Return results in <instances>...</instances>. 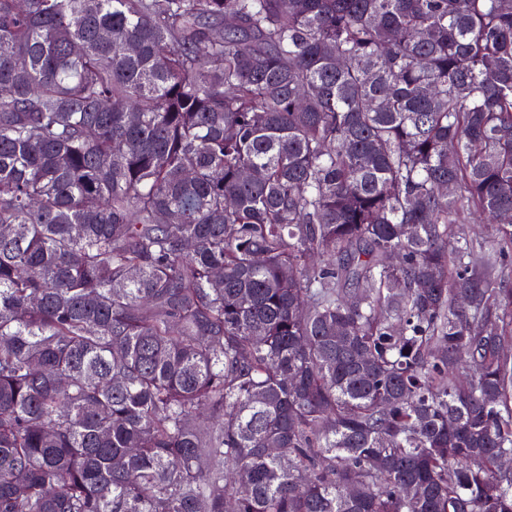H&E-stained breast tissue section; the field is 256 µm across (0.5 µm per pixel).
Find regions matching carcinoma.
<instances>
[{
  "mask_svg": "<svg viewBox=\"0 0 512 512\" xmlns=\"http://www.w3.org/2000/svg\"><path fill=\"white\" fill-rule=\"evenodd\" d=\"M505 211L512 0H0V512H512Z\"/></svg>",
  "mask_w": 512,
  "mask_h": 512,
  "instance_id": "carcinoma-1",
  "label": "carcinoma"
}]
</instances>
